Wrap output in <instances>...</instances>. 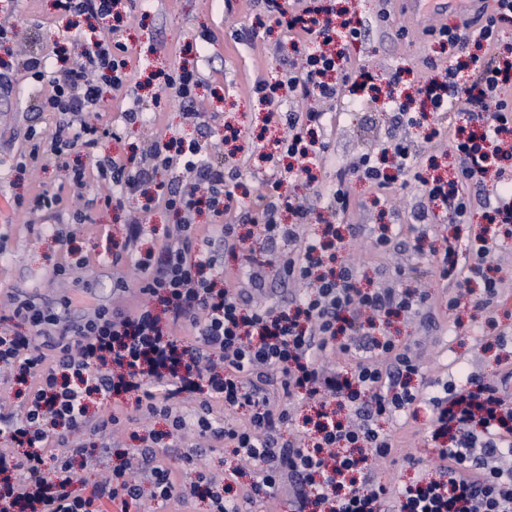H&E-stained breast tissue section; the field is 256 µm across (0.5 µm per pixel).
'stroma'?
<instances>
[{
    "mask_svg": "<svg viewBox=\"0 0 512 512\" xmlns=\"http://www.w3.org/2000/svg\"><path fill=\"white\" fill-rule=\"evenodd\" d=\"M233 8V15L228 16L224 13V0H128L127 19L120 36L137 58L141 76L170 71L185 62L197 65L202 86L196 108L206 114L209 127L200 130L186 124L180 105L173 101L156 105L147 98L142 103L141 133L127 141L103 139L95 149L96 155H128L130 143L140 142L142 133L158 132L197 139L203 158L216 161L224 155L221 138L224 125L229 122L244 134L242 183L245 189H252L254 174L263 168L260 152L264 145L283 135L284 129L264 125L266 109L250 95L249 88L257 79L272 75V50L283 42L284 36L274 31L249 40L256 9L248 0H233ZM388 11L386 22L352 47L353 64L379 76L406 66L419 78H426L429 69L424 60L434 56L435 51L424 29L434 25V18L415 21L394 4ZM1 17L8 20L6 35L11 43L47 57L55 42L65 41L72 34L67 17L56 9L54 0H0ZM203 30L211 32L212 42L202 56L196 50L195 37ZM43 90V85L21 80L8 102L0 104V194L9 196L16 190L40 185L61 191L64 198L72 196L64 172L50 158L26 174L24 181L15 179L14 164L30 149L28 128L48 131L56 122L55 114L34 106ZM326 122L329 147L317 172L320 185L326 188L332 187L337 174L359 155L380 154L396 131L393 114L380 99L343 104L331 110ZM352 193L356 203L342 221L360 225L362 234L347 246L343 260L364 271L371 287L421 286L436 297L440 314L435 323L416 317L400 323L397 333L426 372L442 383L461 369L494 378L512 375V355L497 356L487 346L496 335L512 342V235L507 236L505 246L495 255L500 290L494 304L487 309L473 307L461 315L448 309V291L437 280L429 256L432 245L447 233L446 215L415 223L413 215L422 205L421 193L416 189L402 195H382L357 182ZM90 215L88 223L74 224L65 212L50 216L16 210L10 223H0V238L6 241V250L0 254V306L10 303L9 291L13 288L38 289L37 303L41 306L72 299L79 317L95 307L111 305L112 264L107 252L124 233L125 214L95 206ZM383 224L400 226L409 240L407 251L389 256L372 251L371 243ZM58 230L80 248L85 265H68L63 247L54 237ZM63 263L68 266L65 275L53 278L54 267ZM430 415L429 407L420 408L416 421L397 432L404 452L413 454L417 465H408L400 458L384 462L373 471L376 481L402 484L434 475L437 451L429 437ZM165 427L161 420L143 423L136 427L137 439L124 433L110 447L97 448L91 463L75 469L78 487L88 495L97 491L102 475L117 464L121 451L141 447L144 437ZM173 444L179 452L197 455L201 471L216 482L238 464L231 449L209 447L189 432L174 435Z\"/></svg>",
    "mask_w": 512,
    "mask_h": 512,
    "instance_id": "stroma-1",
    "label": "stroma"
}]
</instances>
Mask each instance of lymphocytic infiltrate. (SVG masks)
I'll return each mask as SVG.
<instances>
[{
  "mask_svg": "<svg viewBox=\"0 0 512 512\" xmlns=\"http://www.w3.org/2000/svg\"><path fill=\"white\" fill-rule=\"evenodd\" d=\"M257 2V28H280L291 42L290 51L276 53L275 79L253 87L269 108L267 121L287 127L275 150L289 163L277 178L261 179L260 194L250 198L239 192L235 160L212 163L193 139L156 134L139 155H95L99 141L122 140L142 122L136 104L125 109L117 127L90 119L104 89L131 90L134 65L121 40L72 39L55 46V67L32 53L18 60L15 71L0 70V91L7 94L19 73L48 82L38 108L57 116L51 130L29 129L32 145L17 162L19 171L48 154L76 186L91 175L109 184L110 193L98 198L103 208L122 210L136 197L146 198L137 218L126 224L122 242L112 246L111 306L72 322L57 309L19 299L0 314V366L14 368V395L24 407L10 425L15 451L0 452V512H100L103 496L129 507L139 500L141 484L126 463L113 467L98 493L76 490L74 462H89L92 453L73 438H102L154 419L165 420L169 430L153 434L152 447L166 448L169 433L190 426L212 444L232 446L250 467L246 485L236 482L239 468L225 474L222 491L210 494L211 512H242L245 504L275 497L286 482L292 512H512V403L500 381L469 373L462 383L436 385L386 330L390 318L429 313L433 295L425 289L362 287L358 267L337 259L356 229L336 226L357 181L390 194L419 188L459 225L469 223L476 207L492 206L491 228L474 237L444 238L432 257L449 308L460 307L476 278L483 288L478 305L494 301L498 283L489 258L501 242L496 225L512 224V182H499L490 198L483 178L500 161L512 160V44L502 37L504 25L512 23V0H495L482 24L469 32L457 25L427 28L447 63L430 60L434 76L415 93L398 91L405 69L386 77L396 123L414 125L418 106L433 123L447 124L448 150L457 159L452 177L424 176L411 141L394 137L383 150L390 168L367 155L356 158L340 172L318 218L311 167L327 149L326 140L315 136L325 114L314 108L284 114L275 106L285 99L329 103L356 95L373 76L355 70L349 47L364 41L371 22L386 21L387 13L341 20L316 0H304L298 10L290 0ZM201 82L197 67L182 66L166 74L160 88L195 126L204 123L195 108ZM78 148L93 154L92 168L71 163ZM175 166L181 169L177 179L154 182L156 172ZM294 183L305 186L308 196L289 192ZM159 204L177 221L152 249L144 245L147 217ZM204 211L212 223H196ZM286 211L292 215L288 223L281 219ZM313 220L319 229L310 234L306 227ZM247 224L260 226L270 247L267 260L234 271L218 267L208 245L217 241L227 253L242 251L246 238L238 229ZM284 242L291 250H281ZM126 265L138 270L136 283L123 275ZM270 279L295 283L302 292L253 304L232 286L244 280L259 292ZM133 288L139 301L124 305ZM333 352L348 357L350 367L328 365ZM93 397L106 403L104 412L91 413ZM293 399L310 410L299 420L308 428L304 446L282 436L298 421L289 406ZM424 405L432 410L437 476L398 485L374 481V466L400 452L389 423L416 416ZM144 467L158 504L181 505L196 497L193 455H183L176 470L154 457Z\"/></svg>",
  "mask_w": 512,
  "mask_h": 512,
  "instance_id": "obj_1",
  "label": "lymphocytic infiltrate"
}]
</instances>
